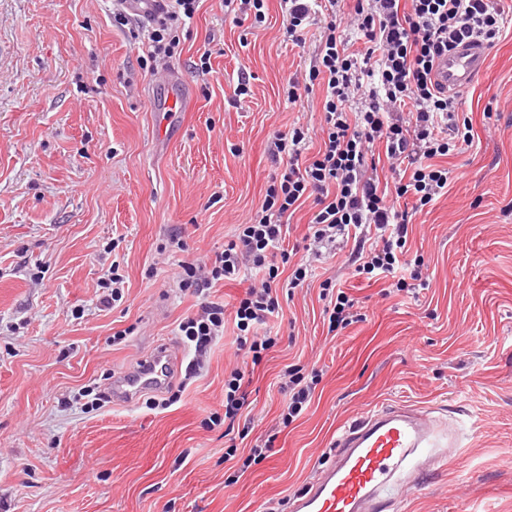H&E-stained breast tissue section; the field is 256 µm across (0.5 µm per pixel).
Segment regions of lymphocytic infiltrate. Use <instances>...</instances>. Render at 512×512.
I'll return each mask as SVG.
<instances>
[{
	"instance_id": "1",
	"label": "lymphocytic infiltrate",
	"mask_w": 512,
	"mask_h": 512,
	"mask_svg": "<svg viewBox=\"0 0 512 512\" xmlns=\"http://www.w3.org/2000/svg\"><path fill=\"white\" fill-rule=\"evenodd\" d=\"M402 2L355 0L344 21L338 16L339 0H283V35L296 46H305L313 12L325 19L307 84L292 80L287 87L288 102L297 104L308 95L311 82L323 85L320 146L308 157L304 128L277 134L270 153L279 171L254 220L239 225L208 270L181 261L173 272L181 290L198 294L218 282L237 280L245 267L260 275V283L248 287L239 300L234 317L238 347L253 363L278 343L262 328L281 309L280 267L292 268L284 283L288 288L303 287L309 277V261L284 246L290 219L306 201L315 204L305 235L310 245L328 248L351 234L358 274L391 279L396 291L406 293L422 278L423 260L407 258L412 213L448 191V171L436 165V158L473 140L469 123L459 120L455 97L434 81V66L463 40L494 44L503 12L493 0H410L407 9ZM197 7L198 0H166L148 29V60L173 54L179 45L174 23L192 19ZM345 24L357 31L361 46L343 37ZM368 77L377 78V86L365 85ZM377 143L391 169L410 171L408 179L396 181L390 190L381 187L375 174L371 151ZM407 198L413 199V207L399 208V200ZM178 330L196 359H203L224 333L223 303L202 302L179 322ZM283 376L288 394L283 421L289 424L307 408L320 374L289 367ZM245 379L238 368L225 376L224 411L210 419L229 434L249 406Z\"/></svg>"
}]
</instances>
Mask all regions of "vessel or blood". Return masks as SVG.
Segmentation results:
<instances>
[{
    "mask_svg": "<svg viewBox=\"0 0 512 512\" xmlns=\"http://www.w3.org/2000/svg\"><path fill=\"white\" fill-rule=\"evenodd\" d=\"M483 45L464 43L436 64L434 80L443 91L468 88L481 70ZM170 345L112 378V402L127 406L146 392H161L178 370ZM441 436L434 420L395 405L371 412L336 440L333 458L289 504L290 512H382L385 494L400 486L405 466L425 471L438 465Z\"/></svg>",
    "mask_w": 512,
    "mask_h": 512,
    "instance_id": "vessel-or-blood-1",
    "label": "vessel or blood"
}]
</instances>
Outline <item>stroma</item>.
<instances>
[{
  "instance_id": "obj_1",
  "label": "stroma",
  "mask_w": 512,
  "mask_h": 512,
  "mask_svg": "<svg viewBox=\"0 0 512 512\" xmlns=\"http://www.w3.org/2000/svg\"><path fill=\"white\" fill-rule=\"evenodd\" d=\"M486 65L461 93L465 151L438 158L447 194L413 217L410 254L425 262L417 298L323 250L306 287L282 299L260 364L226 324L181 400L152 409L99 403L112 375L160 343L201 301L175 262L221 252L248 223L275 166L276 133L319 146L323 90L287 100L310 53L283 37L280 0L238 25L200 0L162 64L186 88L177 118L142 66L137 25L112 0H0V512H288L335 440L366 413L405 404L448 428L453 451L391 491L392 512H512V0ZM210 51L209 74L200 57ZM248 73L250 101L231 99ZM119 306L102 303L111 266ZM362 315L337 336L323 323L324 280ZM125 332L114 341L116 332ZM321 371L308 409L283 425L280 375ZM250 377L251 424L238 447L269 445L246 470L224 460V373Z\"/></svg>"
}]
</instances>
